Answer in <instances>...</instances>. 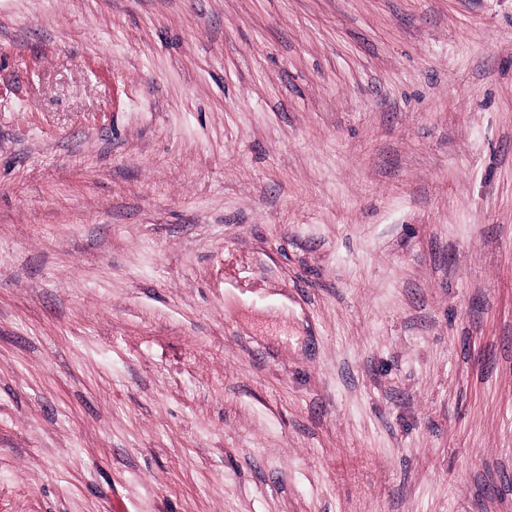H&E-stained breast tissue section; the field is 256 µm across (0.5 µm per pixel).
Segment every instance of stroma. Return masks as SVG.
I'll list each match as a JSON object with an SVG mask.
<instances>
[{"mask_svg": "<svg viewBox=\"0 0 512 512\" xmlns=\"http://www.w3.org/2000/svg\"><path fill=\"white\" fill-rule=\"evenodd\" d=\"M0 512H512V0H0Z\"/></svg>", "mask_w": 512, "mask_h": 512, "instance_id": "obj_1", "label": "stroma"}]
</instances>
